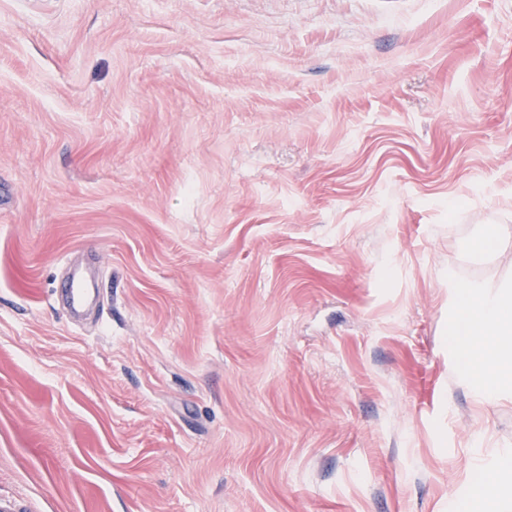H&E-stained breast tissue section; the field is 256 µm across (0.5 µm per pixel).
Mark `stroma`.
Masks as SVG:
<instances>
[{
	"label": "stroma",
	"mask_w": 512,
	"mask_h": 512,
	"mask_svg": "<svg viewBox=\"0 0 512 512\" xmlns=\"http://www.w3.org/2000/svg\"><path fill=\"white\" fill-rule=\"evenodd\" d=\"M495 225L512 0H0V498L478 497L512 386L483 401L448 329L512 273ZM66 293L70 298V307L74 314L83 310L96 297V291L87 287L83 278H73L69 282V288Z\"/></svg>",
	"instance_id": "35a3bbf8"
}]
</instances>
